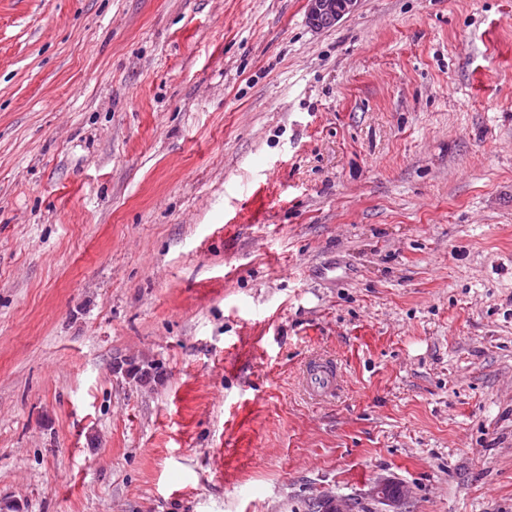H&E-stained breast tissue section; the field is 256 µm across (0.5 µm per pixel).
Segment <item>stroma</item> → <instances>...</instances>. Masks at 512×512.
Wrapping results in <instances>:
<instances>
[{
    "instance_id": "35a3bbf8",
    "label": "stroma",
    "mask_w": 512,
    "mask_h": 512,
    "mask_svg": "<svg viewBox=\"0 0 512 512\" xmlns=\"http://www.w3.org/2000/svg\"><path fill=\"white\" fill-rule=\"evenodd\" d=\"M382 477L512 512V0H0V512ZM360 0H307V19L316 29L330 27L354 12ZM338 367L333 361L318 360L313 363L308 373V385L317 397H329L338 389Z\"/></svg>"
}]
</instances>
